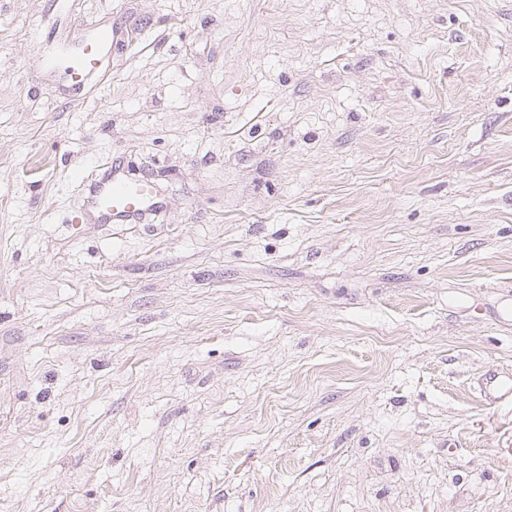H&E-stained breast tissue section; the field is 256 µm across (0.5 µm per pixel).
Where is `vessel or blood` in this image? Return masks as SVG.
Returning a JSON list of instances; mask_svg holds the SVG:
<instances>
[{"mask_svg":"<svg viewBox=\"0 0 512 512\" xmlns=\"http://www.w3.org/2000/svg\"><path fill=\"white\" fill-rule=\"evenodd\" d=\"M125 47L120 28L95 27L83 44L66 48L65 53L75 60L74 73L90 75L103 51ZM103 173L83 188L86 210L101 224H133L148 214H160L165 202L149 179L132 180L123 167L113 162L102 166Z\"/></svg>","mask_w":512,"mask_h":512,"instance_id":"b4317fda","label":"vessel or blood"}]
</instances>
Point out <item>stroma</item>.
Returning a JSON list of instances; mask_svg holds the SVG:
<instances>
[{"mask_svg": "<svg viewBox=\"0 0 512 512\" xmlns=\"http://www.w3.org/2000/svg\"><path fill=\"white\" fill-rule=\"evenodd\" d=\"M490 370L512 0H0V512H512ZM126 47L123 31L118 27H95L87 41L64 50L65 55L75 61L74 73L82 80L96 68L99 56L104 50H123ZM101 169L102 176L83 184L84 207L99 224H133L164 211L166 204L151 179L134 181L112 160Z\"/></svg>", "mask_w": 512, "mask_h": 512, "instance_id": "35a3bbf8", "label": "stroma"}]
</instances>
